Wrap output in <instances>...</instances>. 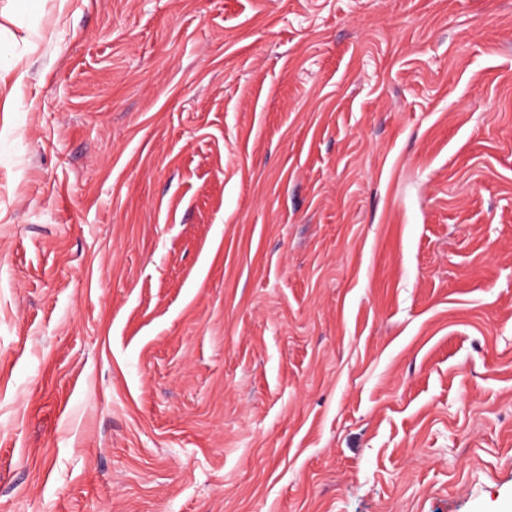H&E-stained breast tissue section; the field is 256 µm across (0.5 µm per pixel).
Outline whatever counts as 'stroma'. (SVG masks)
Wrapping results in <instances>:
<instances>
[{
  "mask_svg": "<svg viewBox=\"0 0 512 512\" xmlns=\"http://www.w3.org/2000/svg\"><path fill=\"white\" fill-rule=\"evenodd\" d=\"M0 512H512V0H0Z\"/></svg>",
  "mask_w": 512,
  "mask_h": 512,
  "instance_id": "1",
  "label": "stroma"
}]
</instances>
